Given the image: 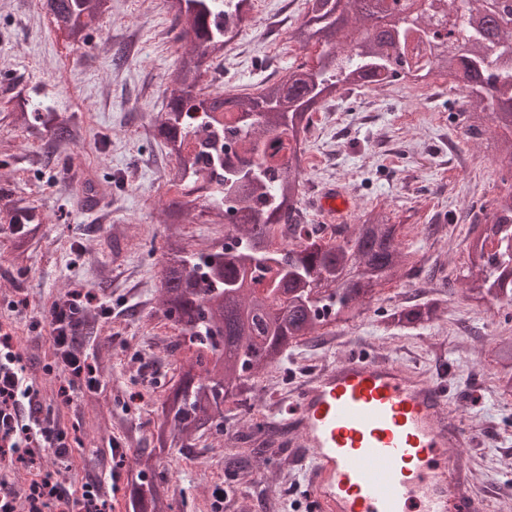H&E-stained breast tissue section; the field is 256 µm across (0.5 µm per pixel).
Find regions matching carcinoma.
<instances>
[{
	"label": "carcinoma",
	"instance_id": "1",
	"mask_svg": "<svg viewBox=\"0 0 512 512\" xmlns=\"http://www.w3.org/2000/svg\"><path fill=\"white\" fill-rule=\"evenodd\" d=\"M247 0H165L182 52L170 75L175 85L153 137L171 158L167 184L181 187L168 206L160 257L159 307L178 331L170 352L179 378L165 391L163 420L154 425V448L140 450L127 470L128 512H174L175 494L157 475L172 448L224 431V406H247L256 375L278 366L288 345L333 322L360 317L377 287L410 263L399 225L390 214L364 212L353 232L337 225L330 237L318 224L304 223L303 143L318 103L348 86H379L384 75L399 76L406 63L407 33L443 25L453 0H408L409 9L376 23L364 0H334L338 16L311 30L301 24L292 39L305 47L312 35L322 46L323 64L288 68L251 94L206 92L201 87L243 21ZM456 13L472 22L459 39L428 44L430 69L445 72L465 88L466 97L488 102L485 116L464 110L466 132L477 137L493 124L506 131L500 154L512 157V8L500 0H464ZM105 0H41L64 41L86 43L99 25ZM18 119L32 135L47 132L60 146L75 137L73 118L41 103H19ZM201 112L209 132L191 149L186 125ZM248 118L243 158L224 165V142L240 138L238 120ZM227 224L233 246L222 241L194 248L184 219L193 212ZM14 227L13 261L27 258L29 242L42 224L37 206L8 212ZM288 235L277 243L276 230ZM468 276L462 292L491 304L512 307V191L497 199L491 223L469 244ZM434 300L394 306L384 313L386 329L416 330L439 319ZM495 378L512 395V337L491 349Z\"/></svg>",
	"mask_w": 512,
	"mask_h": 512
}]
</instances>
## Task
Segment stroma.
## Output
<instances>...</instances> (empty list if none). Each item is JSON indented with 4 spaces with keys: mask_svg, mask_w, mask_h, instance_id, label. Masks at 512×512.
I'll return each mask as SVG.
<instances>
[{
    "mask_svg": "<svg viewBox=\"0 0 512 512\" xmlns=\"http://www.w3.org/2000/svg\"><path fill=\"white\" fill-rule=\"evenodd\" d=\"M239 37L224 49L215 86L238 93L277 80L308 54L290 39L305 20L306 0H248ZM181 53L164 0H108L88 44L68 46L44 16L39 0H0V323L10 326L42 394V412L70 434L67 459L37 457L41 473L80 486L118 467L110 446L134 454L149 447L157 409L178 374L169 353L176 334L157 312L156 289L163 209L174 196L165 179L169 159L151 127L170 96V74ZM43 94L56 110L76 114L73 144L50 136L25 138L12 103ZM460 91L396 82L327 98L313 113L304 142V198L324 186L351 201L345 218L356 227L377 208L401 227L406 251L423 263L376 293L354 322L320 340L289 345L282 365L262 374L253 406L264 423H281L300 380L352 348L398 360L440 383L448 407L471 430L462 453L470 493L485 512H512V396L493 380L491 343L512 336V307L462 293L448 280L467 272V246L493 213V200L512 191L494 131L465 132ZM61 157L64 168L42 164ZM96 181L101 202L85 212L79 198ZM35 204L43 226L32 240L25 271L12 264L13 238L1 219ZM74 289L94 293L111 319H96L80 335L100 380L68 406L58 405V373H45L53 354L45 333L29 332L30 314ZM440 301V319L417 330L385 331L384 310L418 291ZM27 309L12 310L13 302ZM243 409L228 405L224 430L173 449L160 472L175 491V512H218L227 492L235 512H308L302 451L255 457L251 476L225 470L224 457Z\"/></svg>",
    "mask_w": 512,
    "mask_h": 512,
    "instance_id": "1",
    "label": "stroma"
}]
</instances>
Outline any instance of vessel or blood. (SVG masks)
Returning <instances> with one entry per match:
<instances>
[{
    "mask_svg": "<svg viewBox=\"0 0 512 512\" xmlns=\"http://www.w3.org/2000/svg\"><path fill=\"white\" fill-rule=\"evenodd\" d=\"M315 208L343 218L349 201L323 188ZM289 444L308 462L313 512H482L459 448L471 434L425 375L358 351L297 390Z\"/></svg>",
    "mask_w": 512,
    "mask_h": 512,
    "instance_id": "obj_1",
    "label": "vessel or blood"
}]
</instances>
